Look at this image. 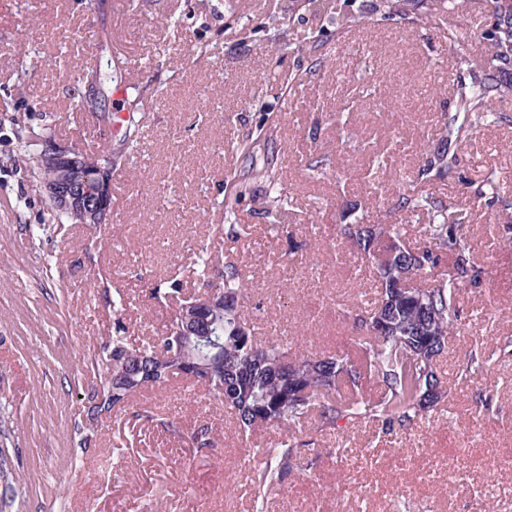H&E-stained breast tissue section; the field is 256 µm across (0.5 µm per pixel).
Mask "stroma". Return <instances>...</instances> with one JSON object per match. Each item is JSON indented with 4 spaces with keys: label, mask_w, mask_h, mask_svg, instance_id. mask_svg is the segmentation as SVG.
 Listing matches in <instances>:
<instances>
[{
    "label": "stroma",
    "mask_w": 512,
    "mask_h": 512,
    "mask_svg": "<svg viewBox=\"0 0 512 512\" xmlns=\"http://www.w3.org/2000/svg\"><path fill=\"white\" fill-rule=\"evenodd\" d=\"M334 3L354 26L316 8L286 16L288 0H0V448L14 473L0 512H512V99L479 122L456 99L491 14L454 0L426 28L383 16L380 0ZM90 41L103 60L121 45L142 72L135 96L114 97L128 78L114 66L97 84L103 106L77 107ZM449 124L465 129L452 170L420 177L417 144L440 148ZM48 127L77 148L110 145L109 229L57 223L21 161ZM270 170L288 196L284 235L267 213ZM421 195L462 213L476 281L436 359L448 395L413 422L337 431L315 409L244 438L204 390L175 381L88 416L90 361L115 320L137 340L161 335L170 305L151 288L199 291L204 243L250 273L240 313L262 341L292 361L364 363L350 315L379 292L336 226L396 221L423 244L434 209L400 206ZM228 202L244 234L230 236ZM472 352L486 359L464 369ZM203 425L214 447L186 446L181 432ZM289 434L297 465L256 502L244 453Z\"/></svg>",
    "instance_id": "35a3bbf8"
}]
</instances>
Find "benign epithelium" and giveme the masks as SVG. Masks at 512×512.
<instances>
[{
	"label": "benign epithelium",
	"instance_id": "benign-epithelium-1",
	"mask_svg": "<svg viewBox=\"0 0 512 512\" xmlns=\"http://www.w3.org/2000/svg\"><path fill=\"white\" fill-rule=\"evenodd\" d=\"M42 150L36 155L42 172L38 183L52 209L66 217L70 224L107 226L112 215V157L96 161L85 152L59 142L52 136L42 139ZM385 257L400 256V263L414 268L425 253L382 248ZM224 310V290L214 286L196 295V300L179 314L172 327L175 346L170 360L183 369L206 374L210 358L220 352L219 342L200 331L201 321L211 312Z\"/></svg>",
	"mask_w": 512,
	"mask_h": 512
}]
</instances>
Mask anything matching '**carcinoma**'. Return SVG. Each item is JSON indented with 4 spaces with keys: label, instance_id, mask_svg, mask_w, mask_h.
Masks as SVG:
<instances>
[{
    "label": "carcinoma",
    "instance_id": "carcinoma-1",
    "mask_svg": "<svg viewBox=\"0 0 512 512\" xmlns=\"http://www.w3.org/2000/svg\"><path fill=\"white\" fill-rule=\"evenodd\" d=\"M421 6L419 22L428 28L439 24L452 10L451 0H382L390 14L404 15L409 8ZM486 8L499 25L494 47L478 60L466 61L470 81L457 88V102L464 112L475 115L508 97L512 84L505 85L497 73L502 65L512 62V0H486ZM462 128L445 127L442 141L446 148L426 158L420 174L441 178L455 162L450 145L461 138ZM268 197L271 206L283 208L281 188L275 174L267 175ZM458 219L448 220L445 210L438 214V223L429 225V244H444L453 228H460ZM340 237L346 239L357 258L375 270L380 284L378 305L354 314L353 321L371 333V340L361 344V350L374 368L375 375L385 386V395L371 401L361 395L345 397L339 382L356 388L361 379L358 366L347 356L332 355L317 363L303 361L288 363L285 352L276 346L258 344L250 329L241 321L237 310V295L245 291L248 279L231 263L224 265V317L219 335L223 336L221 359L215 363L210 380L200 378L186 369H177L158 377L137 376L134 381L112 389V407L118 412L129 405L138 394L164 387L171 379L186 377L204 385L213 399L221 402L234 414L241 433L249 435L260 427L288 425L301 421L315 404L320 406L325 425L336 428L354 422L384 418L402 424L414 420L419 412L444 394L443 386L428 385L427 372L434 371V360L442 350L445 339L460 325L457 288L474 278L470 248L462 237H456L458 254L451 255V273L431 288L408 287L409 278L395 267L377 264V254L369 243L361 242L362 225L354 219L337 225ZM201 281L209 285L212 270L220 264L218 256L204 247L200 252ZM385 317L388 326L377 327L373 313ZM131 347L123 326L103 347L100 358L91 362L99 385H105L110 366L124 362ZM195 448H210L214 434L200 426L181 434ZM296 446L284 443L278 448H254L248 456L256 460L251 471L256 500H262L275 480L288 474L297 457Z\"/></svg>",
    "mask_w": 512,
    "mask_h": 512
}]
</instances>
